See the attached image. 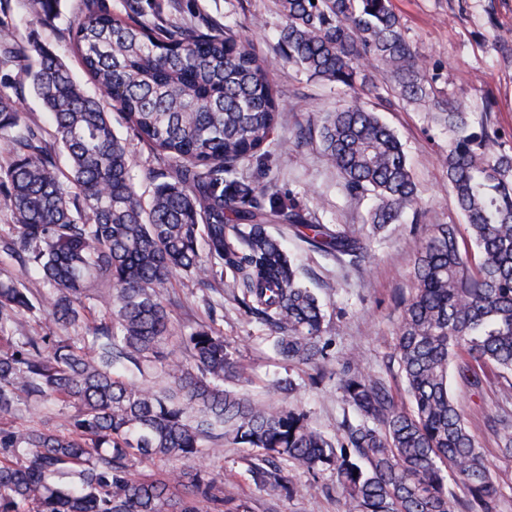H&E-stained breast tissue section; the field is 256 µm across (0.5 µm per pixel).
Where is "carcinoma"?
<instances>
[{
    "label": "carcinoma",
    "instance_id": "1",
    "mask_svg": "<svg viewBox=\"0 0 512 512\" xmlns=\"http://www.w3.org/2000/svg\"><path fill=\"white\" fill-rule=\"evenodd\" d=\"M61 0H29L38 17ZM285 19L284 60L311 78L351 91L348 104L300 133L355 197L372 196V232L418 220L416 184L404 148L365 98L380 69L409 102L430 98L424 57L405 39L390 0H277ZM136 0L114 13L85 0L74 46L99 97L42 45H19L0 19V68L19 73L50 113L61 168L41 129L25 123L0 89V204L17 235L0 251L42 281L34 297L0 279V334L22 314L45 310L54 329L0 346V416L54 399L75 409L67 432L0 426V512H250L224 497L202 469L163 478L136 469L144 458L190 460L228 442L253 448L249 472L261 489L300 492L288 468L330 473L343 512H499L502 487L467 428L450 388L451 368L482 390L485 369L512 377V156L498 154L486 122L456 104L435 119L454 133L441 164L465 224H435L413 245L416 288L403 301L383 371L355 357L328 368L324 311L302 285L283 233L290 224L327 255L358 267L368 238L332 229L275 182L239 176L263 165L284 122L271 78L274 61L231 30L137 19ZM110 100L159 165L149 198L137 189L125 140L112 128ZM466 234L474 251H463ZM230 271L246 311L276 334L290 363L336 376L359 414L332 439L307 414L241 393L250 382L233 344L211 325L181 337L186 361H168L174 335L164 291L180 274L210 288ZM97 303L103 318L90 319ZM165 386L136 383L154 362ZM399 375L409 406L395 393ZM499 447L512 454V412L496 418ZM453 486H448V481Z\"/></svg>",
    "mask_w": 512,
    "mask_h": 512
}]
</instances>
